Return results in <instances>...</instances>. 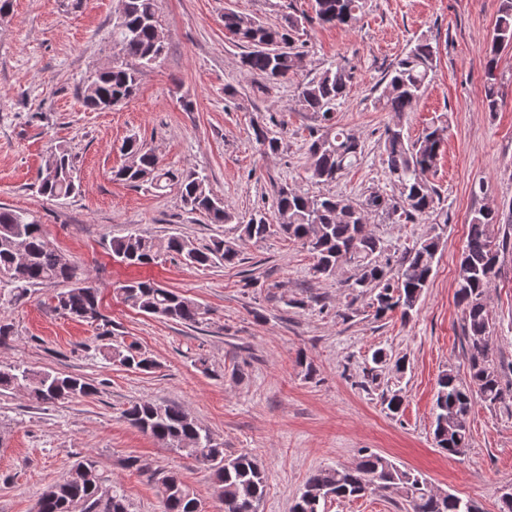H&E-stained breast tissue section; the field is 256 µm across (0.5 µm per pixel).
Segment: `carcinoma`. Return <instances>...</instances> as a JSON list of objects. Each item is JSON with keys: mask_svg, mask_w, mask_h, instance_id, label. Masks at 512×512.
Instances as JSON below:
<instances>
[{"mask_svg": "<svg viewBox=\"0 0 512 512\" xmlns=\"http://www.w3.org/2000/svg\"><path fill=\"white\" fill-rule=\"evenodd\" d=\"M361 8V0H313V14L288 13L275 25L226 10L224 30L251 47L242 58L246 70L269 84H277L300 67L301 54L296 50L300 30L315 22L350 27ZM112 44L118 49V58L88 79L84 88V104L92 110H106L114 100L128 101L137 90L141 70L164 55L166 39L157 0H122L119 21L112 28ZM507 49H512V0H502L485 50V99L491 112L502 103L504 82L498 63ZM436 60L437 47L423 36L384 76L378 103L392 114V123L385 129L384 153L388 178L399 190L396 197L373 193L363 199H349L330 192L310 194L285 183L275 190L278 223H268L262 214L237 222L204 176L195 170L174 173L160 168L157 156L134 137L124 140L120 151L134 157L135 162L115 171L114 177L131 187L148 181L159 190L166 185L178 186L190 212L205 215L212 224L237 222L238 241L242 243L278 234L312 255L313 273L319 278L333 279L343 266L352 264L357 275L344 287L356 297L371 292L368 307L374 309L375 318L397 311L405 321L416 311L429 285L448 224V212L438 209V193L428 177L436 166L447 127L430 128L411 140L403 125L407 112L425 93ZM352 82L351 68L337 62L297 86L301 109L327 123L308 146V179L315 185L336 183L362 154L354 134L330 124ZM255 139L266 153L275 154L280 149L281 138L267 129H256ZM36 186L40 195L54 200L79 192L76 167L66 150L57 148L52 152V162L38 171ZM372 212L396 223L413 217L430 219L431 232L405 249L392 268L381 261L387 251L385 242L367 229ZM509 216L504 221L499 208L485 207L475 212L468 224L456 290L463 314L468 380L459 379L451 371L443 372L437 381L433 408L434 441L450 455L470 447L469 416L475 400L494 407L504 403L505 394L512 390L503 381V366L492 358L490 335L494 323L488 303L489 288L500 271V257L512 251V207ZM108 251L116 261L127 265H147L163 251L193 266L233 265L240 257L239 245L219 237L199 246L186 236L158 240L137 232L111 238ZM60 280L69 287L56 293L54 311L78 321H89L100 314L98 289L89 282L81 265L63 260L37 216L0 207V305L20 303L31 289ZM114 292L130 307L168 321L194 326L208 314L198 302L150 280L126 281L116 285ZM105 355L128 370L149 372L156 367L155 360L135 343L108 345ZM15 389L24 390L37 404L98 393L97 385L82 376L1 365L0 391ZM123 418L180 457L208 469L224 501V512H253L259 507L267 483L259 462L248 452L224 455L223 444L216 442L181 405L141 400L125 409ZM378 489L400 493L410 512H477L471 502L451 493H434L427 479L373 452L364 454L352 467L338 465L312 472L291 512H322L321 506L332 498H359ZM161 497L163 512H203L197 494L174 472L161 477ZM36 512H128V508L122 490L106 483L96 461L84 457L62 480L42 491Z\"/></svg>", "mask_w": 512, "mask_h": 512, "instance_id": "cac0c4a2", "label": "carcinoma"}]
</instances>
